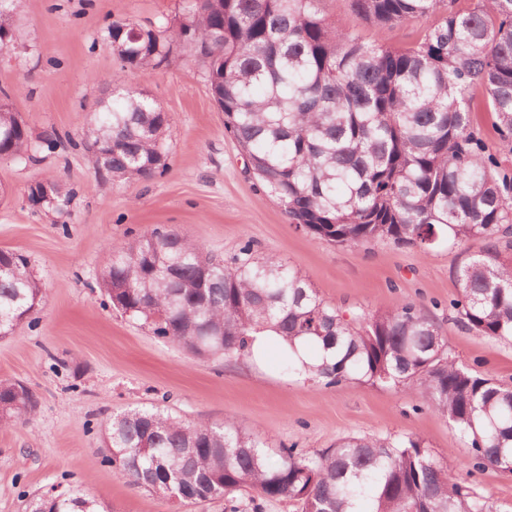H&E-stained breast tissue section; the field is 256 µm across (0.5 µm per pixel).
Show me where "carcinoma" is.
Listing matches in <instances>:
<instances>
[{
	"mask_svg": "<svg viewBox=\"0 0 512 512\" xmlns=\"http://www.w3.org/2000/svg\"><path fill=\"white\" fill-rule=\"evenodd\" d=\"M16 0H0V31L20 40ZM176 26L113 20L121 61L115 84L191 45L205 61L224 129L247 169L296 229L329 244L390 242L427 252L459 250L456 321L494 342H512V178L470 125L484 92L512 150V0H350L362 23L431 20L398 48L331 25L320 0H187ZM87 128L107 146L103 185L166 172L172 117L143 91L98 102ZM86 148L56 129L32 138L0 105V153L18 162ZM479 242L476 252L467 244ZM100 288L112 307L198 358L253 356L254 336L278 338L288 367L325 386L414 390L472 450L471 465L512 474V386L478 374L417 304L347 316L324 302L303 273L250 244L226 261L174 228L156 227L112 250ZM45 295L22 253L0 261V330L14 334ZM38 407L19 381L0 380V428ZM105 462L134 485L200 504L241 490L286 500L300 512H497L453 481L415 434L345 436L308 453L267 442L230 421L185 420L157 407L112 417L101 430ZM32 512H108L83 494L43 497Z\"/></svg>",
	"mask_w": 512,
	"mask_h": 512,
	"instance_id": "obj_1",
	"label": "carcinoma"
}]
</instances>
